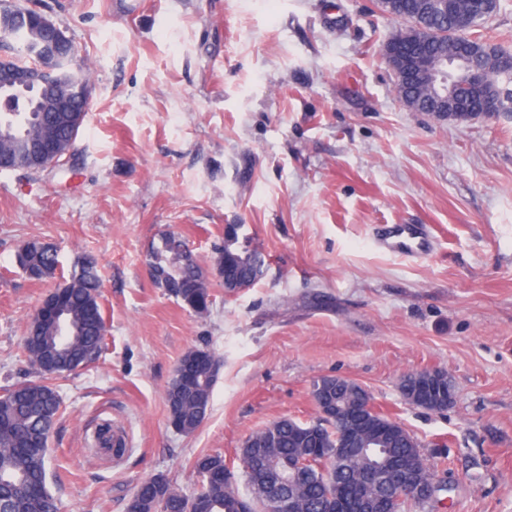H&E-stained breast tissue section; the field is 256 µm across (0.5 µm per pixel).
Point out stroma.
<instances>
[{
  "instance_id": "obj_1",
  "label": "stroma",
  "mask_w": 512,
  "mask_h": 512,
  "mask_svg": "<svg viewBox=\"0 0 512 512\" xmlns=\"http://www.w3.org/2000/svg\"><path fill=\"white\" fill-rule=\"evenodd\" d=\"M59 25L90 68L84 128L65 168L0 172V389L32 374L27 327L75 261L100 270L105 347L51 378L61 407L47 487L60 512H125L144 479L187 495L194 460L238 465L245 441L310 421L316 380L364 386L447 480L444 512H512V116L438 120L407 108L383 47L402 27L374 0H0ZM267 273L208 315L153 280L180 235L210 267L224 227ZM426 225L433 251L375 245ZM53 244L56 278L29 279L21 245ZM221 367L194 434L168 423L184 353ZM446 370L443 412L407 404L403 375ZM128 453L94 450L98 427Z\"/></svg>"
}]
</instances>
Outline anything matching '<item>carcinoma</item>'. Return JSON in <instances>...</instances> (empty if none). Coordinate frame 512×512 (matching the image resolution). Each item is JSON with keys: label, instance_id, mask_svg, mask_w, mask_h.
<instances>
[{"label": "carcinoma", "instance_id": "1", "mask_svg": "<svg viewBox=\"0 0 512 512\" xmlns=\"http://www.w3.org/2000/svg\"><path fill=\"white\" fill-rule=\"evenodd\" d=\"M398 13L407 24L423 25L432 39L436 56L448 57V75L454 88H463L465 111L482 110L492 95L500 103L512 105V52L487 42L478 23L495 11L497 0H398ZM470 23L472 52L459 61L453 32L459 20ZM39 17L30 9L14 6L0 11V47L37 61L41 54L35 35ZM61 59L53 82L42 93L26 94L14 99L13 116L33 114V119L18 132L0 131V154L17 155L19 167L29 173L41 168L33 159L32 150L38 145L39 129L53 126L57 142L63 150L73 151L83 130L90 82L82 70L70 65L71 42L57 46ZM60 88L73 104L74 111H41L42 99L48 92ZM403 100L415 104V111L434 113L432 95L426 88H410L397 84ZM238 224L224 225V243L215 249L211 271L222 278L224 289L233 293L238 283L250 287L265 273V258L257 249L238 245ZM16 261L25 274L36 281L52 279L58 266L55 248L39 241L21 246ZM151 269L158 286L186 308L198 315L209 312L212 303L210 280L204 268L193 259L185 242L169 235L162 246L151 253ZM101 276L92 260L82 261L68 280L52 292L55 304L64 312L68 335H63L53 319L32 320L27 328L25 351L30 364L46 377L73 372V367L87 366L100 355L104 338V315L101 305ZM213 380L201 367L188 381L173 377L166 390L169 424L181 434L194 433L209 410ZM350 413L361 411L364 424L352 420L342 428L319 419L301 423L281 419L254 433L242 452H254L280 461L308 460L300 468L301 477L288 486L296 501V512H336L344 504L353 512H392L397 484L382 486L377 494L365 498L367 482L375 472L367 457L348 453L343 464L335 467L334 477L326 476L329 455L336 451L345 435L358 430L382 438L374 456L382 465L398 473L409 470L424 484L435 480V474L424 458L419 443L401 424L373 417L365 409L363 399L356 395L349 401ZM60 408L56 389L42 380H24L0 392V502L10 504V512H55L56 506L47 488L33 492L34 483L45 475V463L51 430ZM226 464L220 455H201L193 463L197 474L224 471ZM250 494L242 495L236 485L224 488V479H213L191 496L179 491L163 476L141 481L126 504V512H262L264 500L255 491L258 476L245 474ZM448 488L436 489L430 501L405 499L400 512H436L441 495Z\"/></svg>", "mask_w": 512, "mask_h": 512}]
</instances>
